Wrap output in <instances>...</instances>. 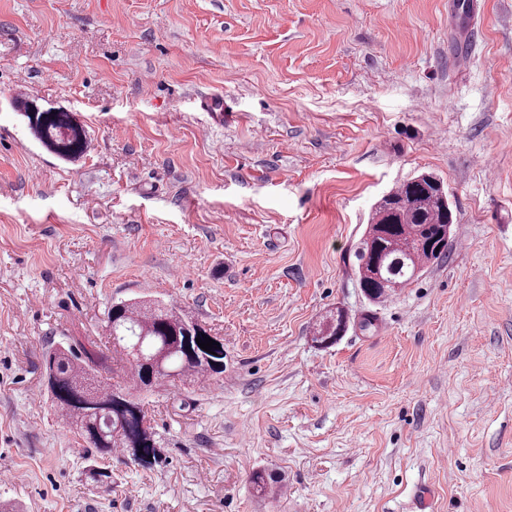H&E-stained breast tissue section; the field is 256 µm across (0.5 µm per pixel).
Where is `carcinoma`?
<instances>
[{"label": "carcinoma", "mask_w": 512, "mask_h": 512, "mask_svg": "<svg viewBox=\"0 0 512 512\" xmlns=\"http://www.w3.org/2000/svg\"><path fill=\"white\" fill-rule=\"evenodd\" d=\"M23 121L32 137L61 160L75 161L88 151L87 131L73 112H39ZM448 211V191L431 173L401 183L375 205L355 251L358 283L370 301H386L448 254ZM346 323L340 309L323 317L314 342L333 344ZM107 326L113 363L142 389L184 376L224 373V345L201 349L187 332L196 326L200 337L207 330L174 305L115 303L108 309ZM106 363L96 352L71 346L48 352L44 364L51 401L92 452L104 457L121 448L134 463L150 467L160 450L147 411L112 382ZM250 481L261 494L272 492L275 484L264 470L254 471Z\"/></svg>", "instance_id": "cac0c4a2"}]
</instances>
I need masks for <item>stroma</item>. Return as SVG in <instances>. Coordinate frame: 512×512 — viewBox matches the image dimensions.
Here are the masks:
<instances>
[{
  "label": "stroma",
  "instance_id": "obj_1",
  "mask_svg": "<svg viewBox=\"0 0 512 512\" xmlns=\"http://www.w3.org/2000/svg\"><path fill=\"white\" fill-rule=\"evenodd\" d=\"M20 86L77 113L82 159ZM423 172L448 255L370 302L355 249ZM130 299L224 344L140 393L149 468L91 454L43 377ZM1 471L9 512H512V0H0ZM27 102L17 107L18 113L38 112L32 117H21L32 137L45 150L69 162L78 160L86 154L89 147L87 131L74 112L64 109L55 112L58 107H45L37 101ZM346 319V314L340 309H336V313L330 312L329 315L323 317L315 329L314 342L321 346L333 344L344 332Z\"/></svg>",
  "mask_w": 512,
  "mask_h": 512
}]
</instances>
